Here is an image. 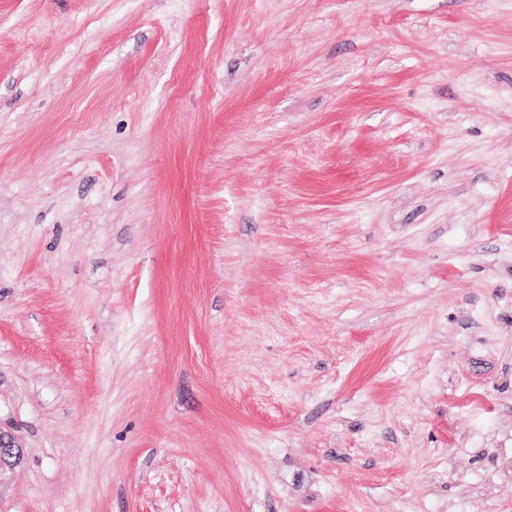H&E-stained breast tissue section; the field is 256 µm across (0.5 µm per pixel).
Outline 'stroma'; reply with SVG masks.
Wrapping results in <instances>:
<instances>
[{"mask_svg": "<svg viewBox=\"0 0 512 512\" xmlns=\"http://www.w3.org/2000/svg\"><path fill=\"white\" fill-rule=\"evenodd\" d=\"M0 512H512V0H0Z\"/></svg>", "mask_w": 512, "mask_h": 512, "instance_id": "stroma-1", "label": "stroma"}]
</instances>
